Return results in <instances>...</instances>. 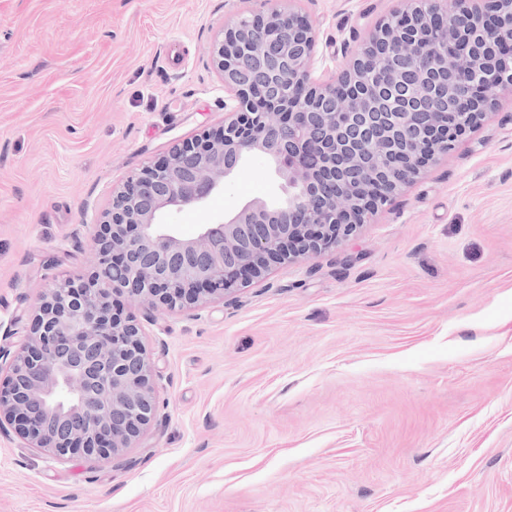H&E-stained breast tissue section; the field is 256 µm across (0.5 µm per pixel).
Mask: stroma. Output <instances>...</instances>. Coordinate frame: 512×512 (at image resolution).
Wrapping results in <instances>:
<instances>
[{
    "label": "stroma",
    "mask_w": 512,
    "mask_h": 512,
    "mask_svg": "<svg viewBox=\"0 0 512 512\" xmlns=\"http://www.w3.org/2000/svg\"><path fill=\"white\" fill-rule=\"evenodd\" d=\"M261 0H0V351L86 276L113 187L219 128L212 50ZM337 78L400 0H291ZM184 60L172 69L169 55ZM280 192L262 156L205 207ZM158 411L117 457L0 433V512H512V87L336 245L146 314Z\"/></svg>",
    "instance_id": "stroma-1"
}]
</instances>
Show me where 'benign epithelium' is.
<instances>
[{"label":"benign epithelium","instance_id":"7a95c632","mask_svg":"<svg viewBox=\"0 0 512 512\" xmlns=\"http://www.w3.org/2000/svg\"><path fill=\"white\" fill-rule=\"evenodd\" d=\"M342 74L317 83L316 36L290 8L239 15L213 51L235 104L224 126L182 141L112 188L96 217L97 262L41 295L0 383V430L30 448L118 456L156 414L152 370L126 295L151 311L224 298L270 263L351 236L512 85V0H406ZM261 155L283 181L176 235L164 217L200 206Z\"/></svg>","mask_w":512,"mask_h":512}]
</instances>
